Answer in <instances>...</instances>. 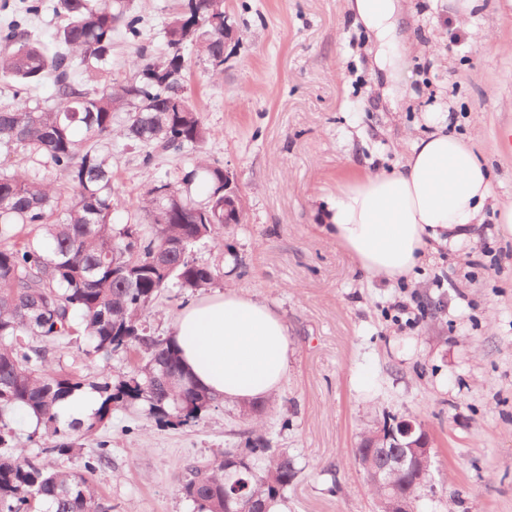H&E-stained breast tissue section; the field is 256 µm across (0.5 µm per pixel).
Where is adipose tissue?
<instances>
[{"label": "adipose tissue", "instance_id": "ef3b65f1", "mask_svg": "<svg viewBox=\"0 0 512 512\" xmlns=\"http://www.w3.org/2000/svg\"><path fill=\"white\" fill-rule=\"evenodd\" d=\"M348 7L379 41L395 37L397 0H348ZM492 197L485 161L438 119L398 167L341 184L326 220L362 270L391 280L409 276L430 243L453 248L476 239ZM172 336L187 376L215 398L268 401L288 372L284 321L231 288L183 307Z\"/></svg>", "mask_w": 512, "mask_h": 512}]
</instances>
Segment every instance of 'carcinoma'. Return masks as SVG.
<instances>
[{"label":"carcinoma","mask_w":512,"mask_h":512,"mask_svg":"<svg viewBox=\"0 0 512 512\" xmlns=\"http://www.w3.org/2000/svg\"><path fill=\"white\" fill-rule=\"evenodd\" d=\"M67 24L50 51L30 38L34 0L16 17L3 41L0 81L14 85L13 102L0 105V155L21 153L31 168H0V447L14 442L13 416L31 412L49 442L44 454L71 451L69 432L90 433L116 406L141 401L163 425H189L213 398L184 372L173 337L151 334L142 321L161 295L176 288L196 292L224 277L218 267L197 260L193 248L216 243L224 233V166L195 158L184 174L188 185H207V197L192 199L160 179L144 194L148 224H114L112 169L106 144L119 136L147 147L142 164L158 150L198 151L208 130L189 102L186 73L196 64L224 70V0H182L165 29L166 50L156 57L137 52L134 75L99 83L112 51L114 33L142 36L139 15L128 0H58ZM55 88L51 105H29L28 90L45 78ZM63 173L57 187L42 170ZM89 342L108 360L136 351L145 362L127 379L112 382L65 374L52 353L74 339ZM90 390L97 410L85 420L64 423L60 408ZM264 405H243L245 428L234 444L212 460H192L180 486L197 512H268L297 477L294 460L276 452L256 431ZM388 449L355 448L378 512H395L414 475L426 481L432 467L376 483ZM108 450L84 463L86 475L48 470L27 457L0 455V512H112L96 482ZM241 480L248 489L224 499V483Z\"/></svg>","instance_id":"cac0c4a2"}]
</instances>
